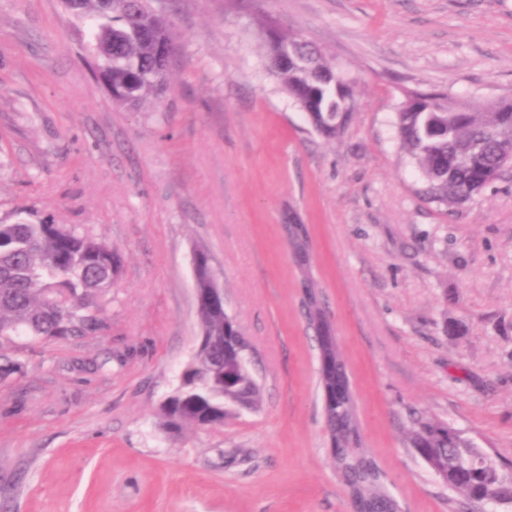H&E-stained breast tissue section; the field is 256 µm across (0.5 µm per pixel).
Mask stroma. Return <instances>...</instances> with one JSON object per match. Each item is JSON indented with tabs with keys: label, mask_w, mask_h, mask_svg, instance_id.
<instances>
[{
	"label": "stroma",
	"mask_w": 512,
	"mask_h": 512,
	"mask_svg": "<svg viewBox=\"0 0 512 512\" xmlns=\"http://www.w3.org/2000/svg\"><path fill=\"white\" fill-rule=\"evenodd\" d=\"M167 89L113 103L61 0H0V221L65 224L121 258L103 327L17 335L0 378V512H352L328 448L319 354L283 226L305 224L358 403L403 512H448L411 415L512 462V169L445 213L418 193L395 112L408 88L512 98V0H156ZM355 90L333 138L269 69L262 16ZM211 256L250 343L256 410L167 433L161 402L200 336Z\"/></svg>",
	"instance_id": "35a3bbf8"
}]
</instances>
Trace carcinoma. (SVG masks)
Segmentation results:
<instances>
[{
	"label": "carcinoma",
	"mask_w": 512,
	"mask_h": 512,
	"mask_svg": "<svg viewBox=\"0 0 512 512\" xmlns=\"http://www.w3.org/2000/svg\"><path fill=\"white\" fill-rule=\"evenodd\" d=\"M70 11L88 23L89 52L96 71L112 80L113 102L137 107L158 98L169 64L158 47L171 43L167 21L150 13L144 0H70ZM268 57L288 52V64L272 69L282 88L321 134L334 137L356 108L352 88L338 80L336 68L321 52L285 32L270 18L260 20ZM402 149L417 165L424 196L450 211L482 191L487 173H502L512 163V100L471 106L448 98L442 90H414L395 113ZM288 245L301 265L309 263L305 225L288 217ZM120 258L112 246L64 224L43 221L0 223V346L20 332L46 338L96 331L101 321L89 309L113 286ZM307 311L319 352L341 359L337 342H327L330 326L316 289ZM201 333L228 345L223 353L198 346L185 366L184 379L161 406L165 428L180 432L224 423L242 405L258 407L260 388L247 367L245 353L224 311H198ZM236 375V386L224 389L222 370ZM336 421V473L366 512H399L382 475L360 439L355 401L345 397L330 411ZM407 443L427 468L453 493L464 485L468 494L455 499L463 512L485 494L486 480L499 482V504L512 505V469L508 470L473 440L445 422L414 418Z\"/></svg>",
	"instance_id": "carcinoma-1"
}]
</instances>
